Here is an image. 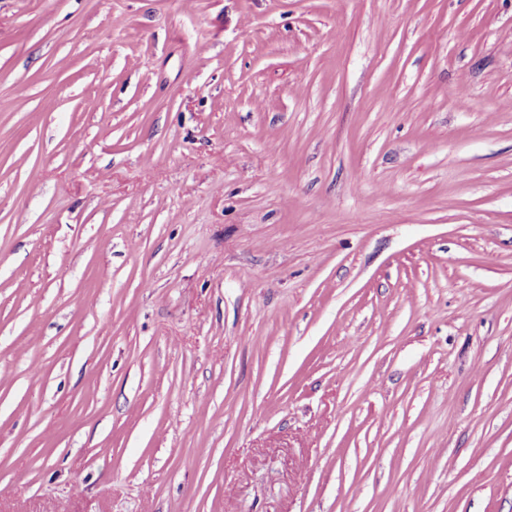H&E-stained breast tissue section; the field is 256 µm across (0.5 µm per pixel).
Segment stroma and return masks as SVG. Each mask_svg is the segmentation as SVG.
<instances>
[{
	"mask_svg": "<svg viewBox=\"0 0 512 512\" xmlns=\"http://www.w3.org/2000/svg\"><path fill=\"white\" fill-rule=\"evenodd\" d=\"M0 512H512V0H0Z\"/></svg>",
	"mask_w": 512,
	"mask_h": 512,
	"instance_id": "obj_1",
	"label": "stroma"
}]
</instances>
